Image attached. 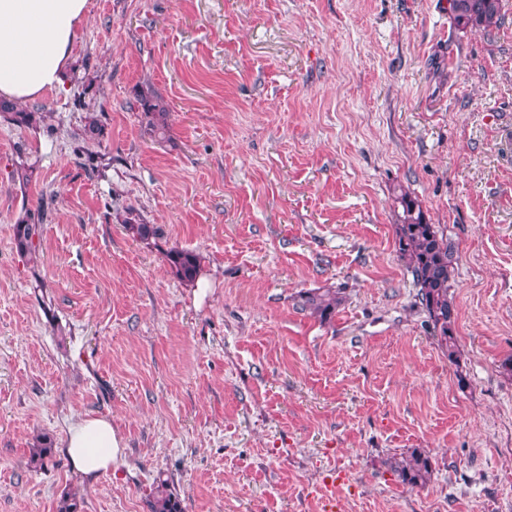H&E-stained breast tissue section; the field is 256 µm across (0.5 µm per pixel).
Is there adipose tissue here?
I'll return each mask as SVG.
<instances>
[{
  "label": "adipose tissue",
  "instance_id": "obj_1",
  "mask_svg": "<svg viewBox=\"0 0 512 512\" xmlns=\"http://www.w3.org/2000/svg\"><path fill=\"white\" fill-rule=\"evenodd\" d=\"M89 10L90 0H0V98L31 101L62 86ZM63 446L88 479L122 457V440L103 416L73 422Z\"/></svg>",
  "mask_w": 512,
  "mask_h": 512
}]
</instances>
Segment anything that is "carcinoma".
<instances>
[{
	"label": "carcinoma",
	"mask_w": 512,
	"mask_h": 512,
	"mask_svg": "<svg viewBox=\"0 0 512 512\" xmlns=\"http://www.w3.org/2000/svg\"><path fill=\"white\" fill-rule=\"evenodd\" d=\"M504 0H450L449 11L453 24L458 29L498 28L504 20ZM137 109L142 114L146 132L164 139L169 134V110L151 93L141 91L136 95ZM0 114L23 126L34 125L40 119L36 111L20 107L16 103L0 100ZM84 138L101 141L105 137V126L101 120L89 115L83 128ZM396 201L402 208L396 224V242L400 256L407 260L418 288L417 296L427 313L433 335L439 347L448 356V361L457 360L458 346L455 335V306L450 295V277L453 267V249L442 232L426 218L420 204L405 190L400 191ZM125 230L138 239L147 240L159 234V228L146 224L132 208L124 211L120 219ZM14 241L18 252L33 257L39 251L40 227L32 222L30 215L18 219L14 225ZM166 261L173 273L181 280L192 282L200 267L199 255L190 250L171 249ZM302 306L309 309L323 322L331 320L343 297L340 291L328 289L323 293L305 292L300 295ZM50 437L37 438L31 463L42 468L52 458ZM390 469L401 483L423 488L431 480L432 464L428 455L414 449L409 454L389 461ZM150 512H182L180 500L165 480L156 482L149 498Z\"/></svg>",
	"instance_id": "cac0c4a2"
}]
</instances>
